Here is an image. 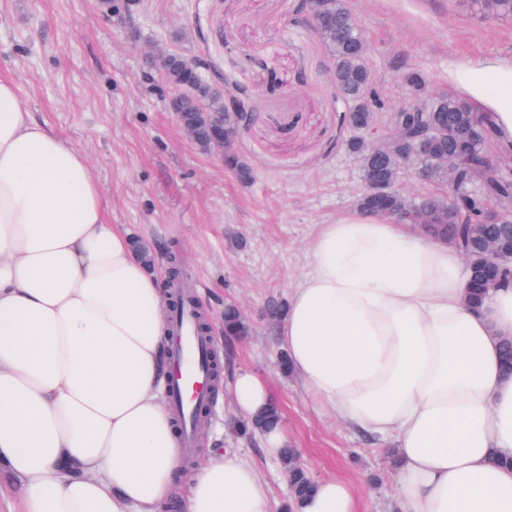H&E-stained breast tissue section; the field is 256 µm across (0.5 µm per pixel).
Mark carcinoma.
<instances>
[{
	"instance_id": "cac0c4a2",
	"label": "carcinoma",
	"mask_w": 512,
	"mask_h": 512,
	"mask_svg": "<svg viewBox=\"0 0 512 512\" xmlns=\"http://www.w3.org/2000/svg\"><path fill=\"white\" fill-rule=\"evenodd\" d=\"M483 15L509 18L512 16V0H478ZM332 16L328 23L317 25L316 33L333 60V81L336 95L347 100L348 110L341 115V125L348 130H357L375 122V112H363L361 106L371 104L368 99L372 84L371 73L365 62L364 38L359 28L350 23L352 8L350 0H331ZM167 82L178 90L185 80L183 58L175 53L163 52L158 56ZM233 103H228L225 94L207 84L198 86L195 98L182 103L181 121L195 129L196 145L208 150L213 137L211 118L224 114V164L238 179L249 184L254 175L249 164L237 150V133L241 113L250 108L247 91L235 87L228 89ZM427 111L412 116L413 124L398 128L399 135L411 136L422 128L431 133L416 139L418 160L433 171V176L448 178V170L438 161L455 147L457 134L463 133L469 145L477 151L491 145L498 137V130L486 110L469 102L451 96H441L426 104ZM387 145L380 152L371 148L357 136L349 138L345 146L356 155L360 162L362 180L367 184L374 178L390 183L399 172L401 158L395 149L391 131H386ZM471 184H488L492 194L504 199L512 198V177L507 173L492 170L484 173L478 170L460 175L454 191L445 196H421L412 199V208L427 217L426 226L437 238L449 240L460 252H468L481 258L488 244L505 256L512 255V223L486 224L483 222L481 206L468 199L465 187ZM357 206L378 215H397L406 202L398 194H390L378 201L367 192L357 199ZM512 285V268L478 262L469 270L468 301L479 303L491 288ZM247 327L234 306L224 307V335L244 336ZM280 423L276 406L264 415L250 421L249 430H263ZM294 502H299L309 491L313 479L308 471L293 468L288 471Z\"/></svg>"
}]
</instances>
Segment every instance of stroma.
<instances>
[{"label":"stroma","mask_w":512,"mask_h":512,"mask_svg":"<svg viewBox=\"0 0 512 512\" xmlns=\"http://www.w3.org/2000/svg\"><path fill=\"white\" fill-rule=\"evenodd\" d=\"M299 0H139L129 13L105 0H0V76L14 80L25 106L87 158L107 220L144 241L168 279L178 250L211 325L223 384L196 460L222 448L251 460L274 512L289 501L279 458L259 435L240 436L230 383L241 370L268 384L287 443L314 478L348 485L359 512H398L396 465L385 443L349 427L308 398L279 367V320L305 266L317 225L354 209L362 190L358 159L337 146L340 115L331 59ZM368 42L367 64L385 107L376 132L401 107L452 92L449 76L488 61L512 64V20L482 16L472 0H353ZM199 62L218 88L237 84L256 116L238 134L254 171L245 184L223 159L189 140L169 109L174 90L159 51ZM420 72L423 90L402 77ZM275 72L280 87L267 90ZM242 313L248 333L224 334V306Z\"/></svg>","instance_id":"1"}]
</instances>
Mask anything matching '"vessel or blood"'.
Here are the masks:
<instances>
[{"mask_svg": "<svg viewBox=\"0 0 512 512\" xmlns=\"http://www.w3.org/2000/svg\"><path fill=\"white\" fill-rule=\"evenodd\" d=\"M179 331L177 344L181 350V371L173 386L172 404L183 428L180 437L182 448L195 445L197 429L196 410L208 400L207 377L211 347L208 339L198 335L193 306H185L181 315L173 320Z\"/></svg>", "mask_w": 512, "mask_h": 512, "instance_id": "obj_1", "label": "vessel or blood"}]
</instances>
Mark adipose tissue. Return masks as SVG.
Instances as JSON below:
<instances>
[{"mask_svg":"<svg viewBox=\"0 0 512 512\" xmlns=\"http://www.w3.org/2000/svg\"><path fill=\"white\" fill-rule=\"evenodd\" d=\"M459 86L511 139L512 65ZM308 266L280 327L288 366L337 418L393 441L399 512H512V286L472 309L455 246L355 209L319 226ZM165 308L86 157L0 78V468L23 512H272L239 454L185 471L163 399ZM232 398L245 420L271 402L247 371ZM297 512L357 502L325 478Z\"/></svg>","mask_w":512,"mask_h":512,"instance_id":"obj_1","label":"adipose tissue"}]
</instances>
